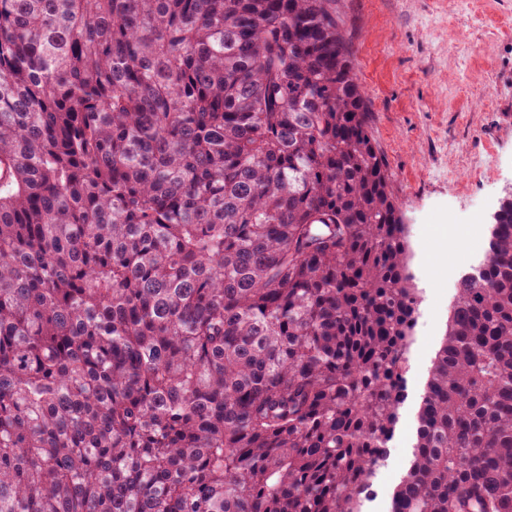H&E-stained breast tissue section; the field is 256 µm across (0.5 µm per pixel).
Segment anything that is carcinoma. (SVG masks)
<instances>
[{
	"label": "carcinoma",
	"instance_id": "cac0c4a2",
	"mask_svg": "<svg viewBox=\"0 0 512 512\" xmlns=\"http://www.w3.org/2000/svg\"><path fill=\"white\" fill-rule=\"evenodd\" d=\"M335 0H0V512H363L420 288ZM393 512H512V196Z\"/></svg>",
	"mask_w": 512,
	"mask_h": 512
}]
</instances>
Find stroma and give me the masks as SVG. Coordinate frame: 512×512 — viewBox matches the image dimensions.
Here are the masks:
<instances>
[{
    "instance_id": "stroma-1",
    "label": "stroma",
    "mask_w": 512,
    "mask_h": 512,
    "mask_svg": "<svg viewBox=\"0 0 512 512\" xmlns=\"http://www.w3.org/2000/svg\"><path fill=\"white\" fill-rule=\"evenodd\" d=\"M422 290L406 399L364 512H391L457 298L512 186V0H336ZM456 245L442 251L446 237ZM470 249H462V242Z\"/></svg>"
}]
</instances>
